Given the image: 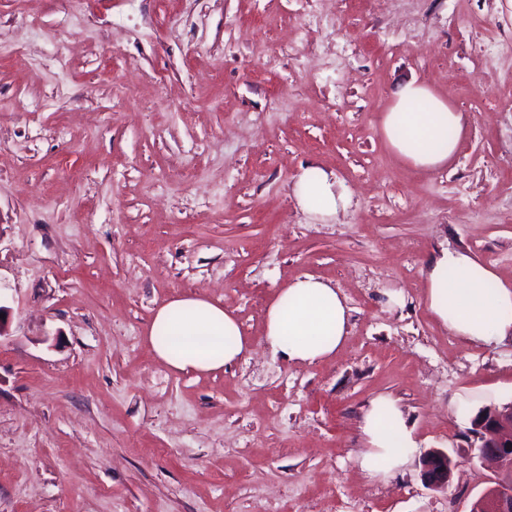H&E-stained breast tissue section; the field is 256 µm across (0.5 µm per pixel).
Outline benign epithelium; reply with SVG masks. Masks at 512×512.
Masks as SVG:
<instances>
[{
	"instance_id": "7a95c632",
	"label": "benign epithelium",
	"mask_w": 512,
	"mask_h": 512,
	"mask_svg": "<svg viewBox=\"0 0 512 512\" xmlns=\"http://www.w3.org/2000/svg\"><path fill=\"white\" fill-rule=\"evenodd\" d=\"M476 458L489 473L488 486L475 497L469 512H512V403L493 407L472 426ZM422 479L432 489L448 486L457 463L436 448L422 456Z\"/></svg>"
}]
</instances>
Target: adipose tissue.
<instances>
[{"label": "adipose tissue", "instance_id": "obj_1", "mask_svg": "<svg viewBox=\"0 0 512 512\" xmlns=\"http://www.w3.org/2000/svg\"><path fill=\"white\" fill-rule=\"evenodd\" d=\"M381 133L402 159L422 170L443 167L456 154L464 133L461 113L428 85L410 80L401 85ZM298 205L316 217H338L351 204L342 180L320 166L302 168L294 187ZM426 303L435 318L456 336L491 344L512 335V286L466 252L441 249L425 272ZM349 308L325 280L298 276L278 292L265 314L264 341L292 362L309 363L335 355L348 334ZM149 343L154 355L180 372L205 374L224 369L247 352L236 315L201 297L175 298L153 318ZM361 431L363 470L389 477L401 470L416 448L396 402L387 396L371 400Z\"/></svg>", "mask_w": 512, "mask_h": 512}]
</instances>
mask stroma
Masks as SVG:
<instances>
[{
	"label": "stroma",
	"mask_w": 512,
	"mask_h": 512,
	"mask_svg": "<svg viewBox=\"0 0 512 512\" xmlns=\"http://www.w3.org/2000/svg\"><path fill=\"white\" fill-rule=\"evenodd\" d=\"M411 79L465 119L432 171L381 134ZM309 163L352 193L334 221L295 201ZM443 247L512 285V0H0V512H461L512 337L432 317ZM303 274L350 309L312 363L263 343ZM194 296L251 340L224 370L151 350L156 310ZM379 395L418 443L386 479L358 464ZM422 479L432 489L448 486L457 463L447 451L431 449L422 456Z\"/></svg>",
	"instance_id": "obj_1"
}]
</instances>
